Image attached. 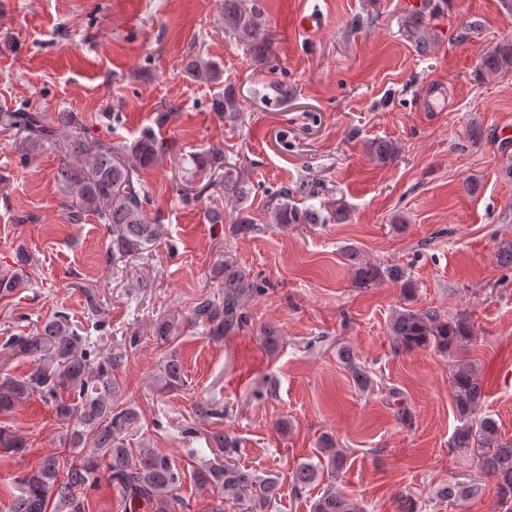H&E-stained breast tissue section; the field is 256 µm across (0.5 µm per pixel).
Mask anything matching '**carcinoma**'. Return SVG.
Listing matches in <instances>:
<instances>
[{"label": "carcinoma", "mask_w": 512, "mask_h": 512, "mask_svg": "<svg viewBox=\"0 0 512 512\" xmlns=\"http://www.w3.org/2000/svg\"><path fill=\"white\" fill-rule=\"evenodd\" d=\"M224 27L241 33L259 54L268 52L271 46L269 39L259 33V21L242 13L240 0H224ZM481 67L489 73L512 70V43L497 45L485 53ZM185 69L195 79H219L216 63L200 57L187 61ZM211 110L219 119L232 124L240 118V107L231 89L212 100ZM2 132L20 137L25 156L43 145L54 147L63 156L55 180L62 191L68 221L80 224L87 214L97 217L110 237L107 261L122 262L152 251L160 225L152 223L146 214L147 197L139 179L134 177L130 161L146 167L164 153L163 141L153 128L142 129L129 145H116L90 134L76 112H57L49 118L31 108L0 111ZM374 153L377 161L386 163L398 155L399 147L381 141L375 143ZM190 163L195 175L204 181L200 191L219 189L227 197L246 194L245 181L224 172L222 148L207 147L193 154ZM292 197V190L284 188L271 203L275 223L314 224L319 220L318 211L298 209ZM345 256L353 262L357 287L371 288L391 279L402 282L405 295L413 293L411 282L398 269L360 259L354 250ZM218 273L224 275L221 297L204 298L193 308L195 320L207 325L208 334L216 340L245 327L246 300L262 291L231 260L222 262ZM30 287L32 282L16 271L0 274L3 295ZM389 336L401 350L432 345L446 353L471 340L475 333L463 313L448 317L434 308H403L392 316ZM11 346L37 358L38 363L28 373L0 377V413H8L39 394L53 405L57 418L69 425L66 444L75 450L70 459L48 455L36 468L22 474L11 512H48L51 505L56 512H82L80 491L93 485L102 470L109 473L118 488L126 512H179L182 502L175 491L185 474L169 455L149 441L141 439L136 447H130L131 437L138 432L140 414L133 406L116 404L121 391L118 369L124 360V350L91 354L83 337L61 314L45 319L27 336L14 337ZM184 382V366L172 351L163 361L161 385L174 389ZM450 384L460 422L453 446L477 457L479 471L494 480L501 512H512V440L501 439L494 418L472 419L484 396L483 380L470 363L460 360L454 365ZM211 439L224 460L209 462L190 473L194 483L219 491L209 512H226L225 502L230 500L261 506L276 495L275 478H262L234 462L231 453L235 449L224 432L212 433ZM0 447L19 453L26 443L20 435L0 426ZM320 454L319 463L303 462L297 466L292 476L294 490L299 492L312 485L321 463L333 476L346 466V453L330 442L324 444ZM472 489L471 485L450 482L438 493L436 504L445 508L457 504ZM312 512H365V506L341 492L336 481L330 480L313 502Z\"/></svg>", "instance_id": "carcinoma-1"}]
</instances>
